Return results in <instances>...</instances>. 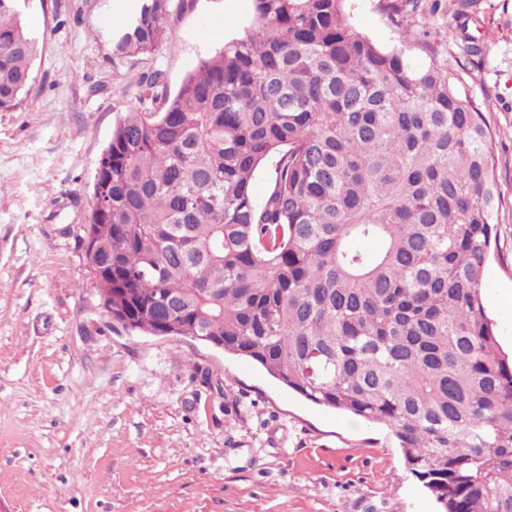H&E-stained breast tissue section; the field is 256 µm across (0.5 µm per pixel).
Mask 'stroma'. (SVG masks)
I'll use <instances>...</instances> for the list:
<instances>
[{
    "label": "stroma",
    "instance_id": "obj_1",
    "mask_svg": "<svg viewBox=\"0 0 512 512\" xmlns=\"http://www.w3.org/2000/svg\"><path fill=\"white\" fill-rule=\"evenodd\" d=\"M346 0L379 47L458 54L448 10ZM133 0H21L39 43L22 106L0 112V512H436L390 428L315 405L257 365L198 342L111 327L81 244L134 76L169 92L247 21L251 0H192L154 58L113 64L108 35ZM463 88L493 137L498 242L483 296L512 353V0H480Z\"/></svg>",
    "mask_w": 512,
    "mask_h": 512
}]
</instances>
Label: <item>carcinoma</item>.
Instances as JSON below:
<instances>
[{
  "label": "carcinoma",
  "instance_id": "carcinoma-1",
  "mask_svg": "<svg viewBox=\"0 0 512 512\" xmlns=\"http://www.w3.org/2000/svg\"><path fill=\"white\" fill-rule=\"evenodd\" d=\"M0 0V112L38 43ZM175 93L156 69L112 131L86 223L112 320L207 336L305 399L390 427L438 512H512V360L482 294L493 139L451 60L414 65L345 0H251ZM186 0H137L112 60L151 57ZM477 0H460V54ZM274 159L260 202L256 172ZM366 240L379 243L369 254Z\"/></svg>",
  "mask_w": 512,
  "mask_h": 512
}]
</instances>
